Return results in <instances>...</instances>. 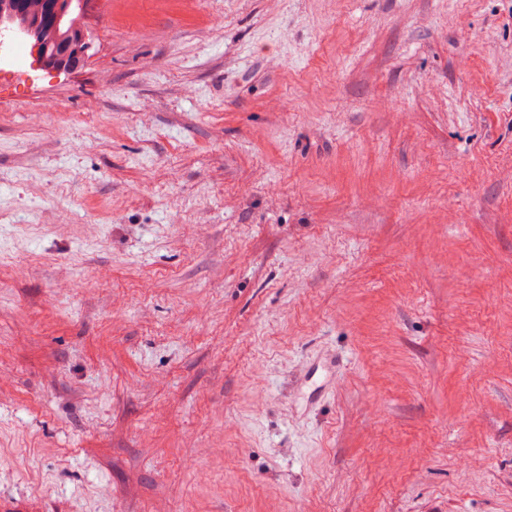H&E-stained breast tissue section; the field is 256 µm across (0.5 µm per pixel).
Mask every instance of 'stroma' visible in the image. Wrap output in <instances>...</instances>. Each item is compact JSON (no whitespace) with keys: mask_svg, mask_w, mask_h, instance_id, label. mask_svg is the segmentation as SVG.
Masks as SVG:
<instances>
[{"mask_svg":"<svg viewBox=\"0 0 512 512\" xmlns=\"http://www.w3.org/2000/svg\"><path fill=\"white\" fill-rule=\"evenodd\" d=\"M85 26L0 74V492L512 512V0Z\"/></svg>","mask_w":512,"mask_h":512,"instance_id":"1","label":"stroma"}]
</instances>
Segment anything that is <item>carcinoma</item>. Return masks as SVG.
<instances>
[{
	"label": "carcinoma",
	"mask_w": 512,
	"mask_h": 512,
	"mask_svg": "<svg viewBox=\"0 0 512 512\" xmlns=\"http://www.w3.org/2000/svg\"><path fill=\"white\" fill-rule=\"evenodd\" d=\"M49 0H0V17L17 24L20 31L38 25L39 40L52 49L71 38L72 34L85 27L83 15L68 9L64 23L54 26L44 20Z\"/></svg>",
	"instance_id": "obj_1"
}]
</instances>
